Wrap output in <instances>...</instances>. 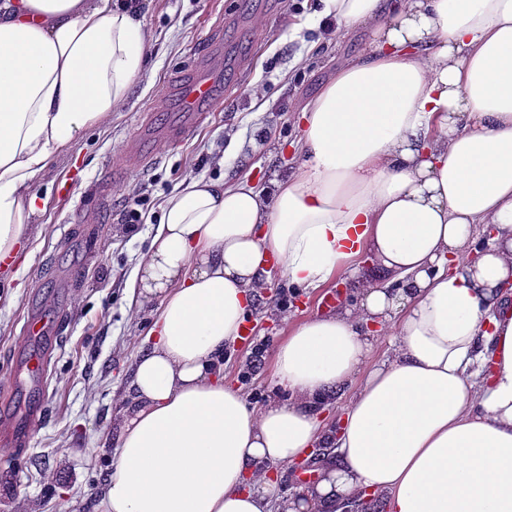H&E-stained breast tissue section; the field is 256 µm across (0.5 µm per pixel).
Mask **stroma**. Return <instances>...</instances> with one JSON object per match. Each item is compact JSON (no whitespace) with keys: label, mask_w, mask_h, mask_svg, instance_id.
<instances>
[{"label":"stroma","mask_w":512,"mask_h":512,"mask_svg":"<svg viewBox=\"0 0 512 512\" xmlns=\"http://www.w3.org/2000/svg\"><path fill=\"white\" fill-rule=\"evenodd\" d=\"M318 8V0H141L151 77L41 176L45 204L27 257L0 270V512H94L117 461L114 421L151 319L147 309L133 317L130 285L161 206L186 179L247 178L268 188L286 173L300 134L298 108L371 38L356 27L323 42L313 24ZM216 42L227 100L190 138L154 142L147 167L113 171L143 116L158 126L167 121L166 86L197 71ZM257 86L265 105L254 100ZM143 186L145 222L130 233L122 212ZM283 297L305 317L356 301L341 284L304 290L273 274L252 306L248 337L224 354L225 382L254 406L277 396L270 373L288 334L276 306ZM34 315L57 318V335L30 336ZM29 356L45 359L44 382L22 370Z\"/></svg>","instance_id":"1"}]
</instances>
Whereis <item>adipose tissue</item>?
Listing matches in <instances>:
<instances>
[{"instance_id": "adipose-tissue-1", "label": "adipose tissue", "mask_w": 512, "mask_h": 512, "mask_svg": "<svg viewBox=\"0 0 512 512\" xmlns=\"http://www.w3.org/2000/svg\"><path fill=\"white\" fill-rule=\"evenodd\" d=\"M320 3L325 37L372 40L302 107L296 165L270 191L195 178L163 203L133 283L157 305L151 345L97 512H361L371 495L512 512V0ZM150 43L130 0H0V257L22 252L43 172L146 76ZM275 270L343 279L359 302L285 315L288 399L252 408L224 349ZM353 382L328 430L320 407ZM316 446L317 481L276 502Z\"/></svg>"}]
</instances>
